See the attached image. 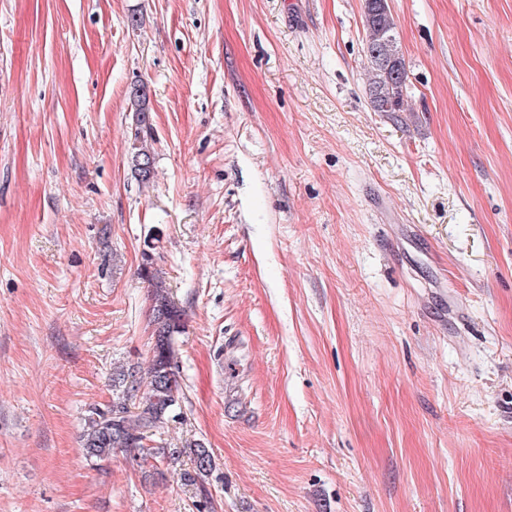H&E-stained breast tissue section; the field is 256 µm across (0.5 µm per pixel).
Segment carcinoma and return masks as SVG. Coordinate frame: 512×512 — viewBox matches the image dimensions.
<instances>
[{"label":"carcinoma","instance_id":"obj_1","mask_svg":"<svg viewBox=\"0 0 512 512\" xmlns=\"http://www.w3.org/2000/svg\"><path fill=\"white\" fill-rule=\"evenodd\" d=\"M381 2L362 0L364 54L371 73L367 94L373 111L403 112L408 72L390 8L382 7ZM132 106L135 129L129 160L137 179L148 184L155 176V161L148 146L153 128L145 86L134 88ZM142 276L152 288L151 356L144 368L120 366L112 373V405L105 410H89L80 436L81 447L86 461L93 465L111 459L118 450L135 452L142 466L157 459L175 462L189 454L193 468L181 472L180 480L191 486L201 484L213 469L211 451L202 443L172 448L162 438V429L176 418L180 402L174 338L183 332L184 314L172 299L163 272L155 267L148 254Z\"/></svg>","mask_w":512,"mask_h":512}]
</instances>
